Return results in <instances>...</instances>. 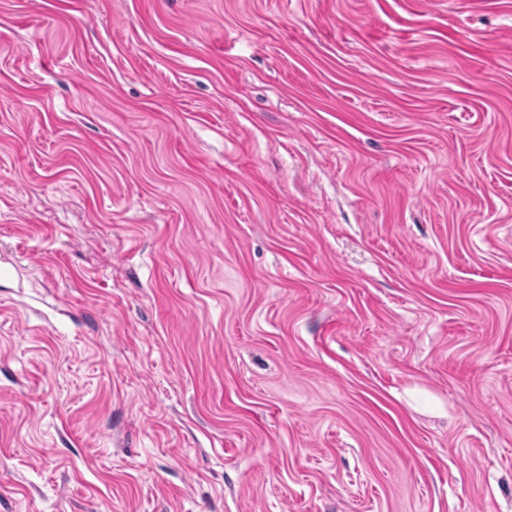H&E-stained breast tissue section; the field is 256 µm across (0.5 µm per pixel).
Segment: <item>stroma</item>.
Masks as SVG:
<instances>
[{"label":"stroma","instance_id":"obj_1","mask_svg":"<svg viewBox=\"0 0 512 512\" xmlns=\"http://www.w3.org/2000/svg\"><path fill=\"white\" fill-rule=\"evenodd\" d=\"M0 512H512V0H0Z\"/></svg>","mask_w":512,"mask_h":512}]
</instances>
